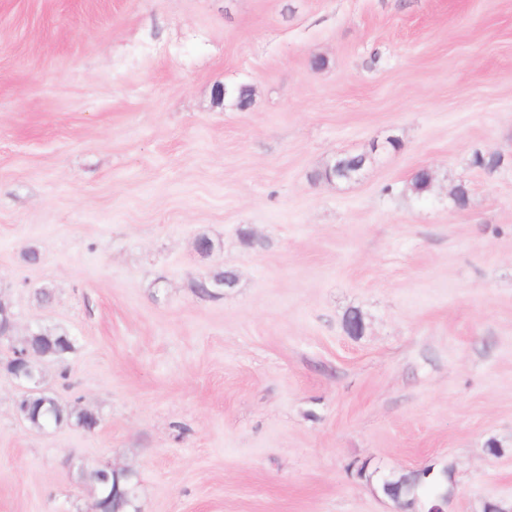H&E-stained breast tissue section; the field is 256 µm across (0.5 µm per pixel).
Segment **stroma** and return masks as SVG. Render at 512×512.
Masks as SVG:
<instances>
[{
	"mask_svg": "<svg viewBox=\"0 0 512 512\" xmlns=\"http://www.w3.org/2000/svg\"><path fill=\"white\" fill-rule=\"evenodd\" d=\"M0 301L100 418L19 421L0 346V512H94L98 460L139 512H399L370 473L440 463L512 512V0H0ZM367 162L368 159L363 155H340L327 164L317 177L327 182H351L359 177ZM35 333L36 335L30 337L28 346L42 353L33 360L34 368L39 374L44 362L61 358L74 350L73 338L65 329L38 326Z\"/></svg>",
	"mask_w": 512,
	"mask_h": 512,
	"instance_id": "1",
	"label": "stroma"
}]
</instances>
